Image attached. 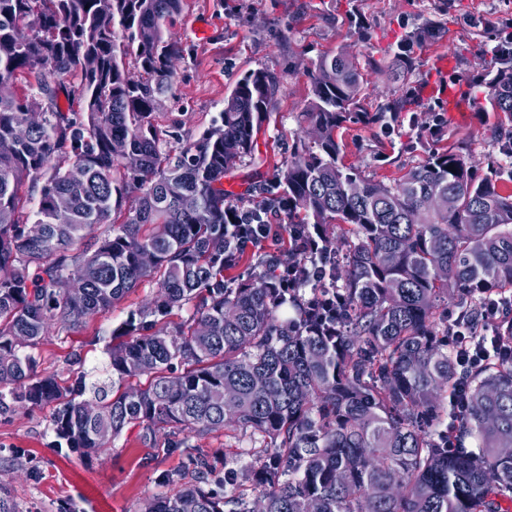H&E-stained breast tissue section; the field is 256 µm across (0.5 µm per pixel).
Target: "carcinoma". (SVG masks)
I'll return each instance as SVG.
<instances>
[{
    "label": "carcinoma",
    "instance_id": "obj_1",
    "mask_svg": "<svg viewBox=\"0 0 512 512\" xmlns=\"http://www.w3.org/2000/svg\"><path fill=\"white\" fill-rule=\"evenodd\" d=\"M181 6L0 0V411L51 407L58 442L86 455L134 428L151 447L166 427L235 426L267 440L249 476L258 497L239 491L231 454L222 495L209 487L215 464L193 457L198 480L143 512H509L512 315L497 324L501 355L467 370L461 420L448 408L462 367L443 309L475 320L485 295L512 291V193L478 178L460 146L434 150L392 185L345 165L344 125L387 129L417 90L371 112L355 57L323 56L301 113L305 138L251 208L254 224L282 212L285 231L324 241L323 267L286 299L294 316L280 318V255L260 251L258 273L224 281L228 259L245 255L239 236L252 232L235 227L224 176L255 155L275 83L246 73L220 121L162 149L156 110L183 53L163 27ZM428 34L408 35L397 69H412L410 44ZM491 73L487 103L504 114L502 130L512 44L495 49ZM24 75L36 93L4 92ZM58 196L69 200L63 212ZM186 196L196 211L183 209ZM100 225L107 233L93 236ZM64 277L77 296L54 288ZM147 278L153 300L112 329L109 383L85 399L83 377L65 388L37 371L32 350L51 326L77 331Z\"/></svg>",
    "mask_w": 512,
    "mask_h": 512
}]
</instances>
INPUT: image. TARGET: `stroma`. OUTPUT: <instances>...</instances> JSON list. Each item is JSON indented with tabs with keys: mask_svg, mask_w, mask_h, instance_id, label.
Here are the masks:
<instances>
[{
	"mask_svg": "<svg viewBox=\"0 0 512 512\" xmlns=\"http://www.w3.org/2000/svg\"><path fill=\"white\" fill-rule=\"evenodd\" d=\"M512 18V0H183L180 14L166 31L184 49L175 79L156 115L165 147L195 142L218 118L224 99L248 71L262 69L275 78L278 92L270 119L257 135L254 158L235 165L227 178L236 185L229 200L253 206L259 189L274 180L301 130L298 114L311 99L310 74L318 59L347 49L358 60L389 64L408 32L440 20L436 39L413 47L415 68L405 79L371 77L370 106L402 93L406 86L426 87L439 79L435 67L447 58L446 77L458 101L422 95L415 111L390 128L347 123L344 161L368 179L387 183L421 164L429 152L462 144L474 156L478 174L499 177L501 192L512 193V160L499 151L500 135L493 113L484 109L490 92L475 76L491 66L487 54L499 30L498 19ZM443 117L441 135L427 132L425 122ZM145 281L112 311L97 316L76 332L50 329L35 351L38 369L55 374L60 385L77 377L86 382L110 374L105 344L111 330L156 294ZM50 409L0 413V482L6 483L24 512H142L144 504L173 492L164 473L182 474L190 457L223 461L233 453L235 467L249 471L265 441L251 431L228 428L191 435L180 446L181 432L157 433L155 447L144 446L137 430L117 438L111 450L89 456L58 447Z\"/></svg>",
	"mask_w": 512,
	"mask_h": 512,
	"instance_id": "35a3bbf8",
	"label": "stroma"
}]
</instances>
